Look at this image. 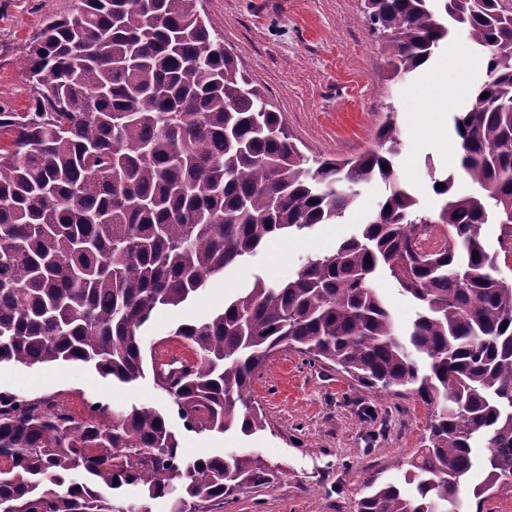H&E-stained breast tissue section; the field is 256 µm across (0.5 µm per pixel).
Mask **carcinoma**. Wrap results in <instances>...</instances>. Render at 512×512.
I'll return each mask as SVG.
<instances>
[{
  "instance_id": "cac0c4a2",
  "label": "carcinoma",
  "mask_w": 512,
  "mask_h": 512,
  "mask_svg": "<svg viewBox=\"0 0 512 512\" xmlns=\"http://www.w3.org/2000/svg\"><path fill=\"white\" fill-rule=\"evenodd\" d=\"M432 2L365 0L395 77L429 62L450 25L486 53L484 81L453 117L471 190L434 180L444 188L432 216L397 182L390 124L357 157H305L197 0H78L48 22L25 58L33 111H0L15 134L0 153V363L82 362L121 383L149 368L187 430L249 435L263 428L254 382L288 349L432 409L405 472L415 493L371 483L358 512H455L469 484L483 512L512 473V281L480 236L495 223L512 238V10ZM380 182L390 193L357 234L293 278L257 279L213 317L180 324L194 365H154L142 330L158 308L185 303L272 237L336 223L358 188ZM428 226L448 229V247L418 250ZM382 274L417 303L402 332L375 287ZM88 412L79 422L0 392V512H127L110 495L125 485L140 487L143 512L178 487L175 512H207L274 477L251 453L185 458L152 407L112 413L96 401Z\"/></svg>"
}]
</instances>
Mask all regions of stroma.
<instances>
[{
	"mask_svg": "<svg viewBox=\"0 0 512 512\" xmlns=\"http://www.w3.org/2000/svg\"><path fill=\"white\" fill-rule=\"evenodd\" d=\"M76 4L0 0V110L30 111L36 92L23 74L25 49L48 21ZM199 10L282 114L305 155H359L374 146L378 128L392 121L402 141L396 158L401 186L419 210L430 214L439 208L433 180L459 167L458 157L448 153L456 140L452 115L485 75L484 55L462 33H451L436 54L456 60L441 80L422 69L399 81L389 77L383 42L369 26L364 0H201ZM388 193L385 185H370L338 223L269 239L185 305L159 309L145 342L169 336L178 324L209 318L255 280L277 284L292 278L308 257L332 252L357 233ZM271 382L277 393H253L265 429L250 435L198 433L184 429L152 372L120 384L77 362L0 366V391L29 397L55 392L78 408L94 398L116 411L154 407L168 415L188 456L243 452L278 465L272 484L246 488L212 504L211 512H356L370 482H403L408 460L427 435L428 411L421 401L363 392L347 374L304 362L294 352Z\"/></svg>",
	"mask_w": 512,
	"mask_h": 512,
	"instance_id": "obj_1",
	"label": "stroma"
}]
</instances>
